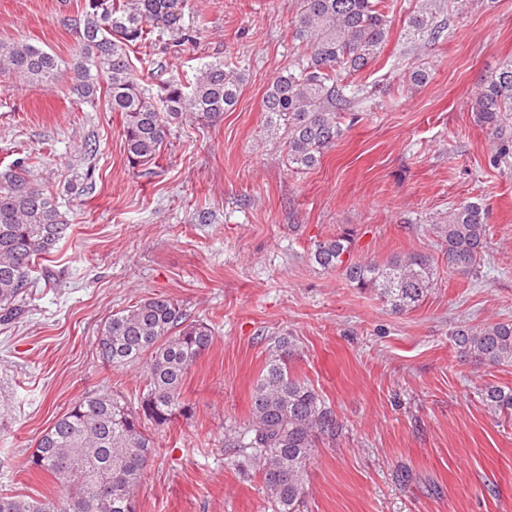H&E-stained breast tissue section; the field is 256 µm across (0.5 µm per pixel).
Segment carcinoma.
<instances>
[{"label": "carcinoma", "mask_w": 512, "mask_h": 512, "mask_svg": "<svg viewBox=\"0 0 512 512\" xmlns=\"http://www.w3.org/2000/svg\"><path fill=\"white\" fill-rule=\"evenodd\" d=\"M407 22L414 40L439 38L432 0H417ZM184 0H85L74 21L81 56L70 67L71 92L92 103L105 92L109 107L121 113L125 150L133 168L156 163L171 121L185 114L213 125L235 105L246 74L215 59L202 64L185 85L168 81L154 97L142 86L126 48L147 39L149 27L181 29ZM389 0H300L294 38L305 54L268 84L264 95L268 129L284 126L288 165L316 166L342 136L341 113L350 112L363 89L345 79L364 70L380 53L391 31ZM64 72L57 56L28 42L0 44V85L53 82ZM475 121L499 145L498 157L512 153V56L489 75L474 98ZM70 222L59 202L21 170L0 187V321L12 320L27 292L31 273L69 235ZM448 270L472 275L487 248V212L463 202L436 225ZM346 235L315 244L311 260L338 271L353 286L370 289L394 313L415 307L435 288L429 260L418 254L394 255L384 263L358 260ZM459 357L490 366L512 365V321L480 327L459 325L451 332ZM211 326L193 320L181 305L159 295L110 315L97 338L98 356L110 368L142 363L144 384L137 405L106 392L89 393L38 437L22 464L28 472L55 479L53 500L0 493V512H136L135 493L153 456L146 424L168 426L187 417L190 403L182 387L188 370L213 344ZM294 339L280 336L251 394L248 427L225 436L237 463H258L273 512H300L304 473L313 448L342 429L336 412L290 363ZM482 401L494 414H512V389L489 386Z\"/></svg>", "instance_id": "obj_1"}]
</instances>
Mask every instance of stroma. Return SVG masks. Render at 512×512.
<instances>
[{
    "mask_svg": "<svg viewBox=\"0 0 512 512\" xmlns=\"http://www.w3.org/2000/svg\"><path fill=\"white\" fill-rule=\"evenodd\" d=\"M300 0H188L194 42L155 26L131 59L143 85L192 76L221 59L243 70L222 122L170 126L150 171L131 167L123 119L55 83L0 88V177L24 167L71 219L68 238L35 272L15 319L0 322V489L51 499L53 480L21 464L72 403L111 391L136 401L143 368L105 366V319L168 296L213 327L214 343L182 391L193 411L150 429L155 451L137 512H271L256 467L232 464L229 428L247 426L272 338L290 336L292 371L343 424L306 467L303 512H512V416L487 411L485 387L512 388V366L458 357V325L512 321V157L475 119L485 76L512 55V0H438L439 40L411 41L415 0H393L389 38L353 75L364 98L321 162L289 167L284 131L265 127L270 81L302 48ZM84 0H0V43L27 41L66 63L80 55L71 20ZM423 67L427 80L411 85ZM95 143L85 154L86 143ZM464 201L488 211L474 277L449 272L434 227ZM359 260L428 256L437 285L393 313L374 293L314 264L317 241L342 233Z\"/></svg>",
    "mask_w": 512,
    "mask_h": 512,
    "instance_id": "35a3bbf8",
    "label": "stroma"
}]
</instances>
